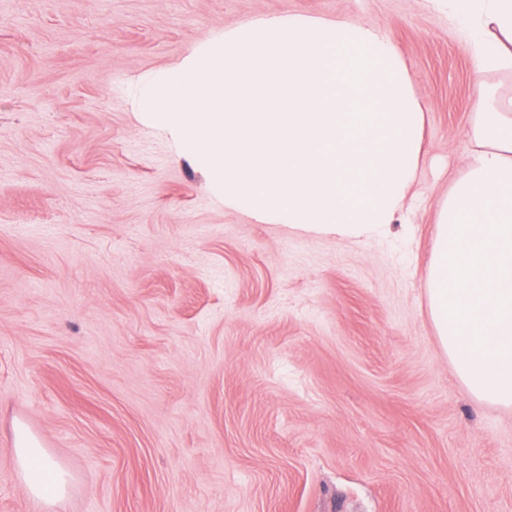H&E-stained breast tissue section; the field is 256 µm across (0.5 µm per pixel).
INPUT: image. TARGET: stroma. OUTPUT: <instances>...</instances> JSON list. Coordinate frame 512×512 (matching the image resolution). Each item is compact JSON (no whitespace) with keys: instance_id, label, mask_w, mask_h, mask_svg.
Here are the masks:
<instances>
[{"instance_id":"1","label":"stroma","mask_w":512,"mask_h":512,"mask_svg":"<svg viewBox=\"0 0 512 512\" xmlns=\"http://www.w3.org/2000/svg\"><path fill=\"white\" fill-rule=\"evenodd\" d=\"M285 14L391 39L423 113L390 231L306 236L229 209L139 76ZM486 75L440 0H0V512H512V408L476 399L426 293ZM12 453L26 493L39 499L46 512L59 511L66 496L67 476L38 438L22 425L15 429Z\"/></svg>"}]
</instances>
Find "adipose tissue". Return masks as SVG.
I'll use <instances>...</instances> for the list:
<instances>
[{
  "mask_svg": "<svg viewBox=\"0 0 512 512\" xmlns=\"http://www.w3.org/2000/svg\"><path fill=\"white\" fill-rule=\"evenodd\" d=\"M447 6L470 38L477 68H512V0H447ZM12 453L26 493L39 499L46 512H59L68 479L38 438L17 426Z\"/></svg>",
  "mask_w": 512,
  "mask_h": 512,
  "instance_id": "adipose-tissue-1",
  "label": "adipose tissue"
}]
</instances>
